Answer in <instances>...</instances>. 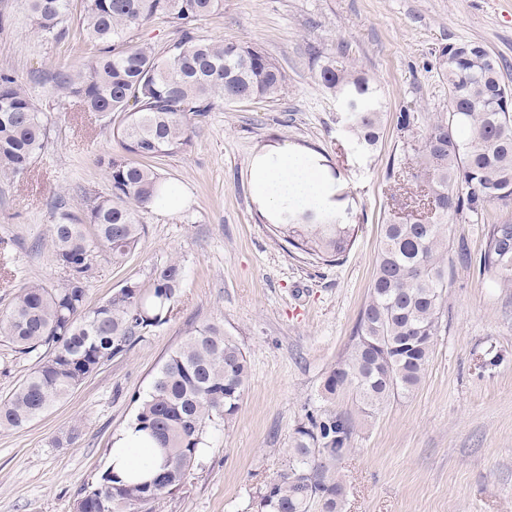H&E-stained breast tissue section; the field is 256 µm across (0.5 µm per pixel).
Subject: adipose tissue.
I'll list each match as a JSON object with an SVG mask.
<instances>
[{
  "label": "adipose tissue",
  "mask_w": 512,
  "mask_h": 512,
  "mask_svg": "<svg viewBox=\"0 0 512 512\" xmlns=\"http://www.w3.org/2000/svg\"><path fill=\"white\" fill-rule=\"evenodd\" d=\"M254 193L272 214L286 207L326 206L323 176L302 156L285 146L266 152L254 167Z\"/></svg>",
  "instance_id": "ef3b65f1"
}]
</instances>
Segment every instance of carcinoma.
I'll use <instances>...</instances> for the list:
<instances>
[{
    "instance_id": "cac0c4a2",
    "label": "carcinoma",
    "mask_w": 512,
    "mask_h": 512,
    "mask_svg": "<svg viewBox=\"0 0 512 512\" xmlns=\"http://www.w3.org/2000/svg\"><path fill=\"white\" fill-rule=\"evenodd\" d=\"M26 5L42 38L58 42L69 35L73 0ZM223 6V0H81L78 28L88 61L80 70H57L54 89L111 126L120 151L97 160L110 183L107 194L88 198L79 213L63 197L52 204V251L63 282L25 283L0 316V338L25 354L47 352L0 400V429L39 418L165 320L184 278L178 259L154 267L147 285L129 280L103 303H87L94 254L125 262L145 234L137 212L179 199L176 186L149 161L186 151L192 127L219 106L273 101L285 93V73L257 46L197 35L194 24ZM158 16L179 26L180 37L160 49L133 42L132 32ZM440 73L448 85V112L399 113L402 158L387 164L388 176L399 170L414 183L411 203H427L433 212L425 223L390 216L382 225L350 350L323 382L326 399L350 392L367 418L392 398L413 394L425 378L448 288V220L484 225L479 271L512 286V223L485 224L487 207L512 203V85L493 54L471 40L441 51ZM316 77L347 103L341 122L355 148L374 152L385 105L370 78L334 56L324 57ZM51 126L50 113L35 106L12 72L0 70V176L28 174L49 145ZM275 231L293 248L333 265L346 255L355 225L323 209L284 210ZM248 382L246 355L224 327H192L138 399L129 424L150 442L156 467L127 480L104 472L76 512H145L180 489L210 423L235 418ZM354 431L346 413H306L284 468L261 495V512H342L346 484L336 462L350 453Z\"/></svg>"
}]
</instances>
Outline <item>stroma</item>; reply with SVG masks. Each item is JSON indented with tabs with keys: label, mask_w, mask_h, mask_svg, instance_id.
Returning <instances> with one entry per match:
<instances>
[{
	"label": "stroma",
	"mask_w": 512,
	"mask_h": 512,
	"mask_svg": "<svg viewBox=\"0 0 512 512\" xmlns=\"http://www.w3.org/2000/svg\"><path fill=\"white\" fill-rule=\"evenodd\" d=\"M214 42H248L282 69L288 92L216 109L183 153L154 166L182 193L178 208L139 214L147 227L123 265L99 255L87 299L98 304L125 281L148 280L170 259L184 281L162 325L113 357L39 420L0 430V512H75L107 470L134 399L150 389L191 327L223 325L245 352L251 376L232 422L215 420L182 490L153 512H258L306 411L352 413V451L338 463L343 512H512V288L454 266L426 377L379 414H358L351 394L322 396L327 372L351 345L373 277L390 207L386 163L399 145L400 112L448 109L439 70L443 45L482 43L512 65V0H224L196 24ZM345 55L378 87L387 117L376 151L361 155L344 133L340 106L316 79V58ZM86 61L74 38L44 40L25 0H0V69L14 73L35 105L53 113V142L25 178H0V314L28 281L59 283L50 249L51 205L82 209L88 191L110 189L97 164L118 151L90 112L59 110L48 75ZM288 145L330 177L328 209L358 228L341 264L290 252L256 202L253 159ZM39 361L0 340V398ZM73 443H65L69 432Z\"/></svg>",
	"instance_id": "obj_1"
}]
</instances>
